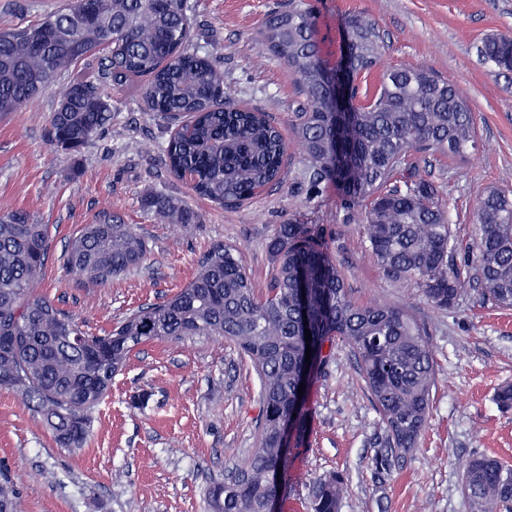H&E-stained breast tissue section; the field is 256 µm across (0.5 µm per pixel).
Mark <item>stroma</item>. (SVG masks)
<instances>
[{
    "instance_id": "stroma-1",
    "label": "stroma",
    "mask_w": 512,
    "mask_h": 512,
    "mask_svg": "<svg viewBox=\"0 0 512 512\" xmlns=\"http://www.w3.org/2000/svg\"><path fill=\"white\" fill-rule=\"evenodd\" d=\"M66 2L0 0V31L37 22ZM287 3L190 0L192 46L217 59L238 103L267 112L289 138L282 184L233 208L191 195L165 163L168 120L141 97L107 85L109 123L79 151L50 145V118L70 81L64 75L21 111L0 116V203L48 225L51 261L42 291L97 335L138 306L173 295L219 243L237 249L258 291H265L272 276L268 243L278 225H323L355 300L405 307L428 326L436 369L432 417L414 452L378 473L379 416L352 354L336 348L308 391L309 434L291 446L288 486L276 512H308L310 485L331 475L343 483L341 512H469L462 479L471 459L488 455L512 464V409L495 401L501 387L512 385V309L481 303L473 281L454 309L435 310L413 283L383 277L359 229L342 224L334 191L317 203L294 193L302 170L291 126L301 100L298 79L262 57L260 43L267 17ZM309 3L317 37L331 56L343 44L344 19L366 14L384 35L381 69L429 68L468 99L478 150L453 162L425 157L451 199L455 239L468 243L478 193L512 188V74L479 55L484 37L512 33V0ZM152 196L184 200L199 224L157 219L145 207ZM106 213L134 225L151 253L140 267L99 285L69 273L63 254L73 235ZM262 410L258 377L232 342L188 336L148 344L134 350L115 377L92 414L86 447L76 454L57 447L19 395L0 390V471L17 480L20 512H207V486L253 447Z\"/></svg>"
}]
</instances>
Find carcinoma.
<instances>
[{"mask_svg": "<svg viewBox=\"0 0 512 512\" xmlns=\"http://www.w3.org/2000/svg\"><path fill=\"white\" fill-rule=\"evenodd\" d=\"M189 12L188 0H71L36 24L1 31L0 114L18 111L57 74L93 58L96 79L71 80L52 113L51 145L76 152L111 119L110 103L98 90L105 83L115 91L139 92L150 111L175 125L166 164L178 178L191 175L195 196L237 206L257 190L280 184L288 143L278 124L224 91L217 61L191 48ZM344 30L352 39L346 69L343 57H324L307 0H290L261 31L265 54L297 76L303 96L293 126L306 201L336 190L342 223L358 227L383 275L414 282L432 307L452 309L473 269L480 299L512 308V190L480 193L475 237L457 265L449 202L411 158L414 151H433L454 161L476 147L469 103L453 84L416 65L384 71L375 94H360L358 78L377 65L383 38L376 22L362 14L347 17ZM480 54L512 72V35L485 37ZM333 80L350 104L346 112L328 105ZM145 206L167 222L199 221L181 200L153 196ZM268 252L274 274L263 297L235 249L219 244L198 260L195 276L173 296L145 304L94 335L40 292L51 253L48 225L1 205L0 389L20 395L57 444L77 452L88 441L92 411L134 349L184 336L229 339L260 380L263 414L255 447L211 482L207 504L210 512H266L286 486L284 426L298 440L308 431L305 398L297 389L322 373L341 345L354 356L384 425L385 452L375 457L376 469L390 470L413 451L430 418L435 365L426 325L403 307L355 301L321 224L279 225ZM147 255L134 227L106 214L72 239L65 266L104 284L140 266ZM462 489L470 512H512V467L495 457L471 460ZM341 495L336 477L317 481L310 512H339ZM0 512H19L13 478L0 480Z\"/></svg>", "mask_w": 512, "mask_h": 512, "instance_id": "obj_1", "label": "carcinoma"}]
</instances>
